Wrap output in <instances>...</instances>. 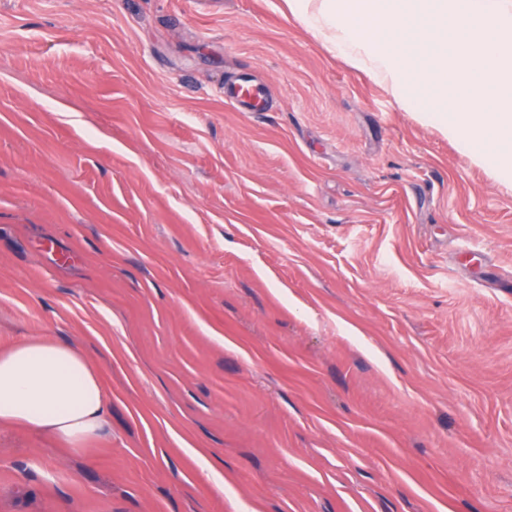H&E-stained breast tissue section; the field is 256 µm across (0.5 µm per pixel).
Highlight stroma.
I'll list each match as a JSON object with an SVG mask.
<instances>
[{
  "mask_svg": "<svg viewBox=\"0 0 512 512\" xmlns=\"http://www.w3.org/2000/svg\"><path fill=\"white\" fill-rule=\"evenodd\" d=\"M31 336L112 415L0 426V512H512V183L283 0H0V349ZM224 99L241 112H264L268 99L265 91L251 80L234 79L224 85Z\"/></svg>",
  "mask_w": 512,
  "mask_h": 512,
  "instance_id": "obj_1",
  "label": "stroma"
}]
</instances>
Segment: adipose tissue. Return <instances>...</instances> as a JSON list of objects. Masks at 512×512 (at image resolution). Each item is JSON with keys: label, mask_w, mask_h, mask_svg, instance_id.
<instances>
[{"label": "adipose tissue", "mask_w": 512, "mask_h": 512, "mask_svg": "<svg viewBox=\"0 0 512 512\" xmlns=\"http://www.w3.org/2000/svg\"><path fill=\"white\" fill-rule=\"evenodd\" d=\"M109 413L99 373L78 347L32 336L0 351V424H21L81 450Z\"/></svg>", "instance_id": "obj_1"}]
</instances>
